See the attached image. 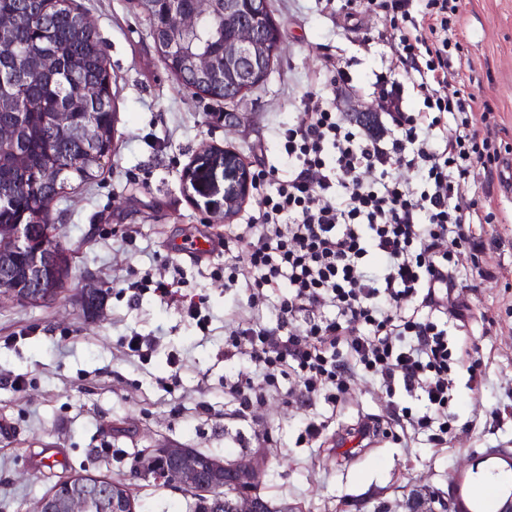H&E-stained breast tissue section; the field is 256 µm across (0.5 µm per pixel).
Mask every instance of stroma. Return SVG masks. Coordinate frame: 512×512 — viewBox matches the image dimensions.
<instances>
[{
    "instance_id": "35a3bbf8",
    "label": "stroma",
    "mask_w": 512,
    "mask_h": 512,
    "mask_svg": "<svg viewBox=\"0 0 512 512\" xmlns=\"http://www.w3.org/2000/svg\"><path fill=\"white\" fill-rule=\"evenodd\" d=\"M285 51L260 86L227 106L198 97L166 68L146 18L132 0H77L103 41L117 113L112 154L97 178L53 207L72 277L59 298L23 305L0 297V512H35L52 485L80 475L123 480L141 512H195L192 494L140 476V456L161 444L213 456L259 462L258 491L270 507L298 512H404L415 492H451L485 483L470 459L492 448L512 449V251L486 252L489 278L464 277L459 289L470 319L458 342L484 362L481 384L467 371L455 377L446 443L410 437L392 419L385 393L350 385L344 412L317 397L312 406L268 400L258 424L233 417L224 380L245 366L224 357V316L240 293L224 290V256L213 250L190 260L193 242L217 240L224 195L239 169H251L261 147L281 163L276 128L301 112L303 94L333 56L354 85L374 82L391 60L376 37L384 21L371 13L355 31L324 0H267ZM453 26L455 77L470 80L489 101L497 145L512 158V0H462ZM237 112L233 125L224 114ZM198 182L184 181L186 168ZM180 273V291L202 299L209 317L200 330L183 303H163L132 282L160 266ZM105 285L102 311L80 306L81 281ZM157 338L146 358L128 351L132 333ZM376 413L384 432L355 454L299 441L311 419L350 428L358 413Z\"/></svg>"
}]
</instances>
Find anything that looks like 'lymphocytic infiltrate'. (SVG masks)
Returning a JSON list of instances; mask_svg holds the SVG:
<instances>
[{
  "label": "lymphocytic infiltrate",
  "instance_id": "obj_1",
  "mask_svg": "<svg viewBox=\"0 0 512 512\" xmlns=\"http://www.w3.org/2000/svg\"><path fill=\"white\" fill-rule=\"evenodd\" d=\"M367 7L392 29L390 70L373 84L381 113L367 125L341 111L337 99L352 84L333 67L336 100L306 92L302 112L277 133L291 177L280 179L258 154L256 209L246 223L224 227V286L243 290L250 311L246 318L230 312L224 325L225 356L250 363L224 390L237 404L235 417L247 421L270 396L341 399L352 377L370 378L387 395L402 390L422 400L423 412L397 405L392 412L441 443L451 431L457 368L467 365L477 379L482 367L448 339L450 322L465 317L452 298L461 274L456 249L476 258L506 246L476 236L475 225L491 213L469 185L476 166L484 196L501 178L490 134L496 119L490 103L467 89L446 92L459 0L419 7L367 0ZM399 71L417 88L418 109H408ZM243 238L249 249L240 257L233 249ZM278 288V324L270 329L259 315Z\"/></svg>",
  "mask_w": 512,
  "mask_h": 512
}]
</instances>
